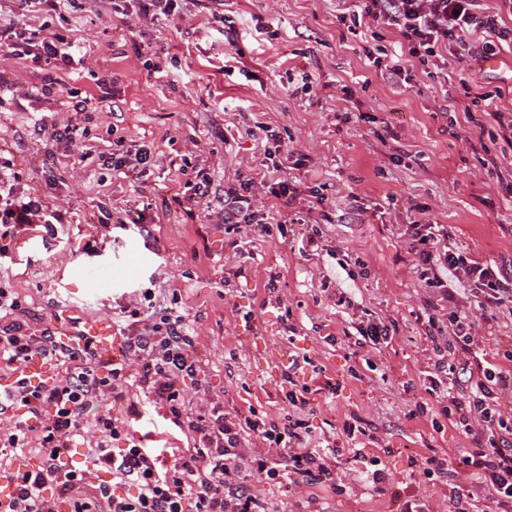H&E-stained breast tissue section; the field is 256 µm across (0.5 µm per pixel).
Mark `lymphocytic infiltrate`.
<instances>
[{
    "instance_id": "1",
    "label": "lymphocytic infiltrate",
    "mask_w": 512,
    "mask_h": 512,
    "mask_svg": "<svg viewBox=\"0 0 512 512\" xmlns=\"http://www.w3.org/2000/svg\"><path fill=\"white\" fill-rule=\"evenodd\" d=\"M361 17L374 25L397 27L408 50L407 58L373 57V67L394 75L407 72L410 59L425 63L450 47H463V33L473 28L495 30L494 18L479 15L478 0H354ZM0 41L10 49H35L46 63L70 67L78 53L71 40L58 32L39 34L23 20L0 23ZM13 167L0 166V230L17 237L32 226L47 234L66 223L65 214L50 209L45 198L21 190ZM253 179L228 191L221 205L228 224L245 223L255 233L271 234L267 219L252 209ZM418 256L427 287L442 288V271L462 273L473 284L483 319L498 322L512 317V264L479 260L456 252L447 244L448 231L439 224H410L405 229ZM26 310L12 289L0 286V372L16 373V380L0 389V414L25 408L27 419L11 420L0 428V446L34 448L41 455L38 468L0 470V481L12 485L7 512H57L67 503L70 512H262L260 498L248 494L240 475L238 431L224 409L212 404L197 417L184 416L185 399L174 385L178 376L195 377L200 361L183 312L174 307L147 314L129 336L124 362L100 361L83 334L64 338L51 328L33 330ZM447 358L435 364L429 392L441 401L439 414L463 429H474V446L461 459L463 469L480 475L484 488L501 512H512V426L499 421L495 405L512 395V339L495 356L483 354L476 325L463 312L448 314ZM56 361L65 368L60 379L33 383L25 367L34 359ZM139 363L142 398H131L123 381L132 363ZM164 408L176 424L186 425L193 445L172 461L129 440L114 449L123 431L103 401L123 406L128 415L140 413L143 400ZM250 430L280 450L282 468L256 460L253 475L265 480L294 475L309 484L330 480L326 452L308 447L297 424L254 420ZM90 448L91 464L74 467L70 451ZM135 486L133 495L113 492L112 480Z\"/></svg>"
}]
</instances>
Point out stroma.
I'll list each match as a JSON object with an SVG mask.
<instances>
[{
  "label": "stroma",
  "instance_id": "35a3bbf8",
  "mask_svg": "<svg viewBox=\"0 0 512 512\" xmlns=\"http://www.w3.org/2000/svg\"><path fill=\"white\" fill-rule=\"evenodd\" d=\"M113 0H91L50 24L79 49L81 64L60 70L0 47V159L13 163L21 190H35L50 208L69 213L56 238L42 230L9 244L0 283L17 291L33 328L53 326L64 311L132 321L138 304H177L195 336L202 370L176 379L186 411L202 401L223 406L239 429L244 457L279 460L247 420L289 413L290 384L282 376L294 354L308 357L302 381L318 379L300 415L316 442L334 449V480L294 485L251 478L270 512H398L407 495L424 497L430 512H448L451 484L478 497L480 512H496L478 476L458 462L473 437L447 419L427 391L437 359L424 314L437 306L446 327L449 307L479 319L482 346L495 354L508 327L481 322L463 282L442 273L444 289L427 287L407 224H441L449 246L477 259L512 262V148L487 121L475 128L445 114L449 99L496 94L512 113V0H479L498 33L466 34L468 52L445 64H414L410 78L376 70L366 53L401 51L396 27L367 20L340 23L351 0H224L212 14L203 0L154 21ZM234 28L224 46L219 33ZM499 62L485 69L486 59ZM308 72V90L291 79ZM353 96H346V88ZM90 111H75L77 98ZM87 128L79 144L51 140L66 125ZM275 134L280 175L296 189L289 200L258 187L257 214L283 218L282 232L260 236L228 224L220 205L189 204L199 175L216 193L261 177L267 134ZM146 144V169L109 172L82 164L80 154ZM500 155L498 170L485 167ZM323 203L310 208L312 197ZM144 221L126 222L128 209ZM319 232L324 249L302 248ZM85 267L112 281L103 296L86 288ZM453 292L454 303L444 300ZM379 320L390 337L355 348L361 324ZM426 414H418L419 404ZM362 420L364 436L348 440L345 420ZM130 435L155 451L183 448V428L164 409L121 415ZM378 456L390 484L378 492L355 457ZM446 455L448 480L412 481L416 461Z\"/></svg>",
  "mask_w": 512,
  "mask_h": 512
}]
</instances>
